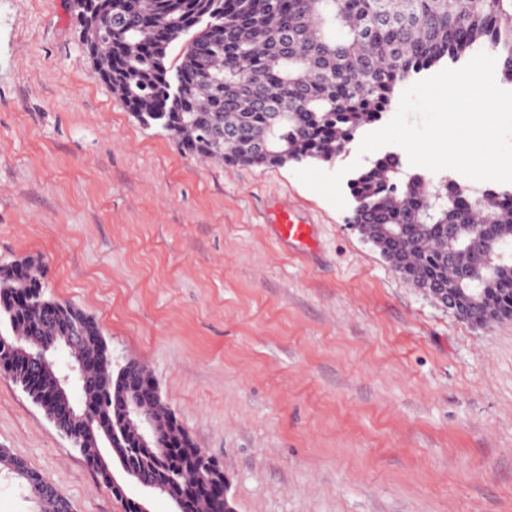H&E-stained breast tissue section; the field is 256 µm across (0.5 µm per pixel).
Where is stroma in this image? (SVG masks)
Wrapping results in <instances>:
<instances>
[{"mask_svg": "<svg viewBox=\"0 0 512 512\" xmlns=\"http://www.w3.org/2000/svg\"><path fill=\"white\" fill-rule=\"evenodd\" d=\"M295 170L184 154L94 77L69 0H0V264L146 366L236 512H512V321L455 318ZM0 448L125 512L3 374ZM275 223L280 235L294 243L299 249H308L311 245V226L298 219L291 210H281Z\"/></svg>", "mask_w": 512, "mask_h": 512, "instance_id": "1", "label": "stroma"}]
</instances>
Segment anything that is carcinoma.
I'll list each match as a JSON object with an SVG mask.
<instances>
[{"instance_id": "carcinoma-1", "label": "carcinoma", "mask_w": 512, "mask_h": 512, "mask_svg": "<svg viewBox=\"0 0 512 512\" xmlns=\"http://www.w3.org/2000/svg\"><path fill=\"white\" fill-rule=\"evenodd\" d=\"M80 27L88 17L101 38L86 48L94 71L144 126L172 138L183 153L250 167L333 162L336 145L379 121L399 88L444 59L484 52L512 82V0H74ZM183 48L169 62L173 44ZM363 204L350 222L372 238L409 279H436L484 302L492 320L512 319V190L476 187L461 176L433 180L407 173L400 158L378 157L348 184ZM476 221L489 227L474 234ZM464 255V280L448 254ZM47 267L33 261L0 266V321L22 349L0 356V372L24 383L34 358L51 355L71 336L86 362L83 401L96 410L88 423L59 393L60 373L45 372L30 391L47 417L66 426L107 485L112 457L99 444L123 420L112 400L115 375L96 319L67 301L32 293ZM164 459L170 472L200 462L193 448H150L140 465ZM0 464L44 478L24 461L0 454ZM175 494L188 512H224L209 473L191 489L180 476ZM39 512H61L57 493Z\"/></svg>"}]
</instances>
